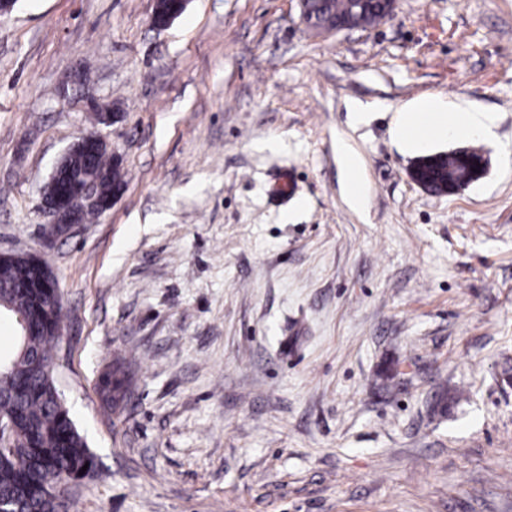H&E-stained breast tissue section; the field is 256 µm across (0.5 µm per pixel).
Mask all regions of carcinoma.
<instances>
[{
  "label": "carcinoma",
  "instance_id": "cac0c4a2",
  "mask_svg": "<svg viewBox=\"0 0 512 512\" xmlns=\"http://www.w3.org/2000/svg\"><path fill=\"white\" fill-rule=\"evenodd\" d=\"M350 5L351 0H306L308 22L313 29L335 26L349 15ZM382 17L379 3L370 2L356 16L355 27L376 24ZM439 157L437 153L420 159L421 176L435 194L444 191L447 182L468 175L458 161L435 162ZM88 169L104 200L124 183L106 151L90 159ZM0 312L12 317L20 313L28 325V330H19L16 353L0 361V414L13 422L9 445L0 448V497L18 500L26 512H63L70 491L58 492L57 483L89 477L97 463L54 383V350L63 319L58 285L42 277L27 257L9 258L0 263ZM128 385L126 372L118 367L102 377L100 390L117 404L125 399Z\"/></svg>",
  "mask_w": 512,
  "mask_h": 512
}]
</instances>
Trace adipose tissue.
Listing matches in <instances>:
<instances>
[{
    "instance_id": "adipose-tissue-1",
    "label": "adipose tissue",
    "mask_w": 512,
    "mask_h": 512,
    "mask_svg": "<svg viewBox=\"0 0 512 512\" xmlns=\"http://www.w3.org/2000/svg\"><path fill=\"white\" fill-rule=\"evenodd\" d=\"M493 124L492 113L461 105L450 110L441 102L424 100L401 113L397 134L400 144L414 151L435 140L488 133Z\"/></svg>"
}]
</instances>
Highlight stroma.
<instances>
[{
    "label": "stroma",
    "instance_id": "35a3bbf8",
    "mask_svg": "<svg viewBox=\"0 0 512 512\" xmlns=\"http://www.w3.org/2000/svg\"><path fill=\"white\" fill-rule=\"evenodd\" d=\"M151 13L0 18V250L58 279L55 379L97 462L70 512H512V0H397L326 37L298 0ZM428 98L493 113L490 135L405 151L397 117ZM94 103L125 188L50 241L43 188ZM459 148L476 182L411 180ZM370 1L363 13L359 14L355 18V27L362 28L366 26H370L376 23H379L380 20L383 21L389 17H391L396 8V0H387L389 5L385 8V15L383 17L382 7L379 5L378 1L380 0H368ZM372 1H376L372 3ZM383 17V18H382ZM382 18V19H381ZM128 385L126 372L121 367H117L102 377L100 390L108 402L116 405L125 399Z\"/></svg>",
    "mask_w": 512,
    "mask_h": 512
}]
</instances>
